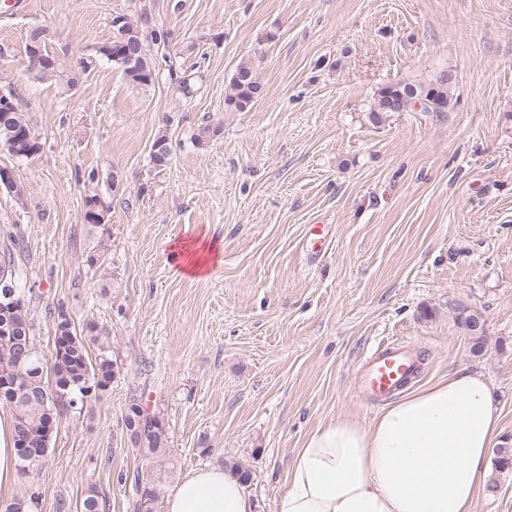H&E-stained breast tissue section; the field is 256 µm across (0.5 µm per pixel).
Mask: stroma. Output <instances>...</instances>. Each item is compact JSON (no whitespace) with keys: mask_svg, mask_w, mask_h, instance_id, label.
Returning a JSON list of instances; mask_svg holds the SVG:
<instances>
[{"mask_svg":"<svg viewBox=\"0 0 512 512\" xmlns=\"http://www.w3.org/2000/svg\"><path fill=\"white\" fill-rule=\"evenodd\" d=\"M0 18V87L41 148L0 152L19 194L0 191V236L32 292L43 354L47 307L94 329L115 375L103 397L61 406L47 457L17 475L32 512H136L141 459L124 416L140 400L167 429L153 512L185 474L242 465L255 512H274L288 467L320 423L370 425L383 405L356 389L371 348L419 352L420 387L481 372L512 444V0H28ZM171 31L140 88L101 58L112 17ZM35 25L49 54L81 70L71 91L36 79ZM262 96L224 107L237 63ZM455 76L449 112L373 120L376 90ZM184 85H177V78ZM212 135L201 136L203 127ZM172 143L168 166L150 149ZM97 197L103 227L85 220ZM328 231L317 257L314 225ZM210 251L185 275L183 246ZM99 261L89 265V255ZM481 311L470 336L452 303Z\"/></svg>","mask_w":512,"mask_h":512,"instance_id":"stroma-1","label":"stroma"}]
</instances>
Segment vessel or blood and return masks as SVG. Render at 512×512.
Segmentation results:
<instances>
[{"label":"vessel or blood","mask_w":512,"mask_h":512,"mask_svg":"<svg viewBox=\"0 0 512 512\" xmlns=\"http://www.w3.org/2000/svg\"><path fill=\"white\" fill-rule=\"evenodd\" d=\"M419 357L405 343L374 349L361 368L357 384L362 393L384 399L403 389L415 376Z\"/></svg>","instance_id":"vessel-or-blood-1"}]
</instances>
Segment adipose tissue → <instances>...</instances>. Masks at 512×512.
<instances>
[{
	"instance_id": "ef3b65f1",
	"label": "adipose tissue",
	"mask_w": 512,
	"mask_h": 512,
	"mask_svg": "<svg viewBox=\"0 0 512 512\" xmlns=\"http://www.w3.org/2000/svg\"><path fill=\"white\" fill-rule=\"evenodd\" d=\"M500 432L491 387L456 371L388 404L369 426L318 425L297 449L274 512H473ZM167 512H253L243 481L224 467L195 470Z\"/></svg>"
}]
</instances>
